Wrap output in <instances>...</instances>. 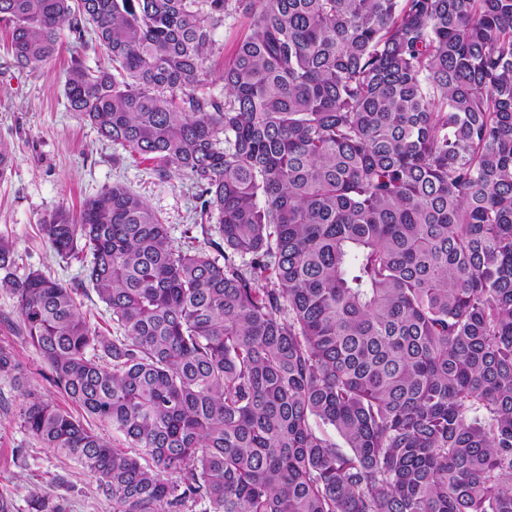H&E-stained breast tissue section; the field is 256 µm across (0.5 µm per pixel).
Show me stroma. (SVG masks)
I'll use <instances>...</instances> for the list:
<instances>
[{
	"label": "stroma",
	"instance_id": "obj_1",
	"mask_svg": "<svg viewBox=\"0 0 512 512\" xmlns=\"http://www.w3.org/2000/svg\"><path fill=\"white\" fill-rule=\"evenodd\" d=\"M244 18L226 20L213 35L206 89L223 96L221 74L239 38ZM11 33L0 23V142L10 148L13 168L0 178V235L14 243V263L0 269V279L24 278L38 270L78 289V302L89 324L111 334L112 321L93 290H81L88 253L64 258L43 239L40 225L63 209L78 215L87 198L120 183L142 196L170 227L176 245H187L185 232L195 224L200 203L195 188L181 175L159 179L152 161L132 157L103 139L78 113L68 111L65 77L74 61L90 70L111 68L103 48L80 46L61 31L57 51L47 62L22 68L11 53ZM0 346L18 364L16 375H0V496L12 500L14 512H27L37 490L64 498L69 512H112V501L95 482L81 475L69 459L45 448L23 427L18 414L22 387H30L57 408L80 416L81 410L51 382L48 365L23 334L17 299L0 288Z\"/></svg>",
	"mask_w": 512,
	"mask_h": 512
}]
</instances>
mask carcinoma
I'll list each match as a JSON object with an SVG mask.
<instances>
[{
	"label": "carcinoma",
	"mask_w": 512,
	"mask_h": 512,
	"mask_svg": "<svg viewBox=\"0 0 512 512\" xmlns=\"http://www.w3.org/2000/svg\"><path fill=\"white\" fill-rule=\"evenodd\" d=\"M240 16L218 98L212 33ZM2 22L21 67L65 28L103 47L68 111L190 179L206 220L178 247L114 184L43 221L90 252L116 335L38 270L0 286L127 447L33 390L28 432L112 512H512V0H0Z\"/></svg>",
	"instance_id": "carcinoma-1"
}]
</instances>
